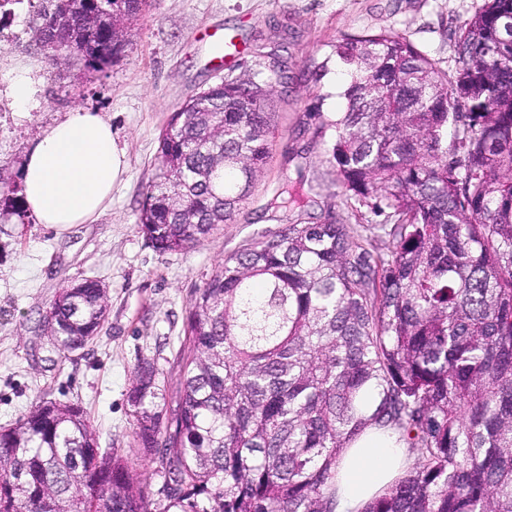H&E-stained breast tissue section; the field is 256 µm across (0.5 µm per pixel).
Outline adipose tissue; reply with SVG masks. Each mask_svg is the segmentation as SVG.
<instances>
[{
	"mask_svg": "<svg viewBox=\"0 0 512 512\" xmlns=\"http://www.w3.org/2000/svg\"><path fill=\"white\" fill-rule=\"evenodd\" d=\"M125 172L112 126L80 108L50 126L28 150L25 202L38 223L85 224L110 201ZM407 447L394 431L367 429L336 463V512H361L403 474Z\"/></svg>",
	"mask_w": 512,
	"mask_h": 512,
	"instance_id": "obj_1",
	"label": "adipose tissue"
}]
</instances>
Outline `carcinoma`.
I'll return each mask as SVG.
<instances>
[{"label": "carcinoma", "instance_id": "obj_1", "mask_svg": "<svg viewBox=\"0 0 512 512\" xmlns=\"http://www.w3.org/2000/svg\"><path fill=\"white\" fill-rule=\"evenodd\" d=\"M144 5L37 0L31 41L101 72ZM456 52L450 81L391 32L336 43L352 81L346 110L318 128L331 184L386 214L392 250H370L371 226L293 223L217 266L190 300L173 430L155 363L138 364L127 394L159 498L98 446L81 406L43 398L0 430V512H335L336 461L369 427L399 432L417 463L361 512H512V0H483ZM286 83L281 61L172 113L138 215L155 249L236 221ZM107 315L105 288L86 279L45 318L72 353Z\"/></svg>", "mask_w": 512, "mask_h": 512}]
</instances>
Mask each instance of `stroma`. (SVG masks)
<instances>
[{
	"instance_id": "35a3bbf8",
	"label": "stroma",
	"mask_w": 512,
	"mask_h": 512,
	"mask_svg": "<svg viewBox=\"0 0 512 512\" xmlns=\"http://www.w3.org/2000/svg\"><path fill=\"white\" fill-rule=\"evenodd\" d=\"M481 0H147L132 44L102 72L81 63L55 69L31 43L27 0L0 21V181L22 180L23 158L38 137L73 108L100 113L126 151L127 171L106 210L87 224L36 223L22 194L0 199V428L13 426L40 398L82 406L99 447L128 457L151 490L162 479L135 442L127 391L141 360L154 361L167 409L180 390L179 354L190 299L224 258L291 222L343 224L374 220L323 188L331 168L323 117L343 111L348 83L334 46L347 36L388 31L402 36L447 76L458 67L455 33ZM224 30L241 46L229 71L215 70L199 39ZM287 60L292 78L277 87L272 158L236 223L177 253H160L137 224L158 165L159 138L182 103L225 76ZM327 64L324 77L314 69ZM35 81L29 111L13 106L9 77ZM314 186L304 210L283 207L284 188ZM85 279L107 290L108 317L84 349L62 354L45 332L44 315L64 285Z\"/></svg>"
}]
</instances>
